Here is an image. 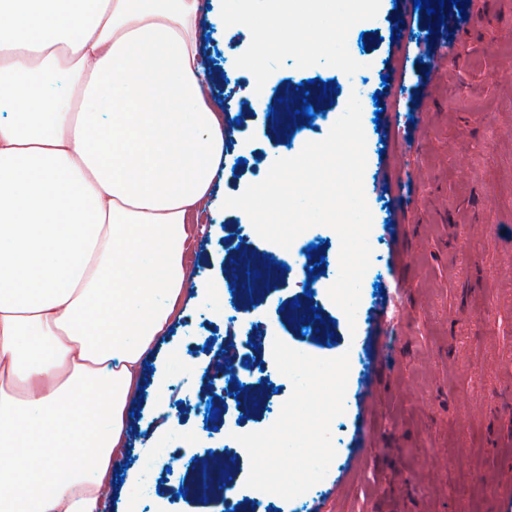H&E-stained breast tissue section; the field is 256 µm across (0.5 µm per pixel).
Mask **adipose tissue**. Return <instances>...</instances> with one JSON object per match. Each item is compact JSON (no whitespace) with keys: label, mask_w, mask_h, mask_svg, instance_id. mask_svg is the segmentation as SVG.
Instances as JSON below:
<instances>
[{"label":"adipose tissue","mask_w":512,"mask_h":512,"mask_svg":"<svg viewBox=\"0 0 512 512\" xmlns=\"http://www.w3.org/2000/svg\"><path fill=\"white\" fill-rule=\"evenodd\" d=\"M0 0V512H105L142 360L224 161L200 0ZM373 0L226 7L244 68L300 28L328 52ZM73 90L52 93L55 74ZM97 392L98 403L86 402Z\"/></svg>","instance_id":"adipose-tissue-1"}]
</instances>
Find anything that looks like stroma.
<instances>
[{"mask_svg": "<svg viewBox=\"0 0 512 512\" xmlns=\"http://www.w3.org/2000/svg\"><path fill=\"white\" fill-rule=\"evenodd\" d=\"M468 38L448 31L428 52L431 22L414 0H375L361 26L338 37L331 58H359L378 92V111L362 114L367 140L364 191L373 215L371 266L361 285L355 323L329 297L315 298L322 336L283 327L281 315L304 298L308 269L333 284L339 272L337 233L322 227L301 271L254 311L225 307V262L239 243L263 265L282 247L250 235L249 217L223 198L260 182L272 151L290 157L297 131L325 134L295 121L288 101L307 99L316 115H341L351 90L320 66L265 59L271 91L265 109L250 107L238 84L225 82L224 61L254 40V30L225 22L224 0H204L197 36L212 63L210 97L238 122L225 138L236 164L217 174L208 230L188 242L184 314L145 355L143 381L128 400V434L154 437L153 452L121 453L112 468L110 512H214V504L176 489L187 465L211 468L223 454L238 486L236 512H250L245 450L228 452L232 434L269 427L292 393L277 376L263 334L279 325L283 342L318 358L348 355L374 364L372 383L348 376L341 443L326 477L303 494L304 512H507L512 507V0H461ZM452 0H430L453 10ZM307 90H300L301 82ZM258 337L236 366L268 362L264 407L250 418L236 409L231 377L199 378L195 363H216L228 336ZM216 414L208 416L204 406ZM174 417L161 436L153 430ZM466 475L475 496L461 495Z\"/></svg>", "mask_w": 512, "mask_h": 512, "instance_id": "stroma-1", "label": "stroma"}]
</instances>
